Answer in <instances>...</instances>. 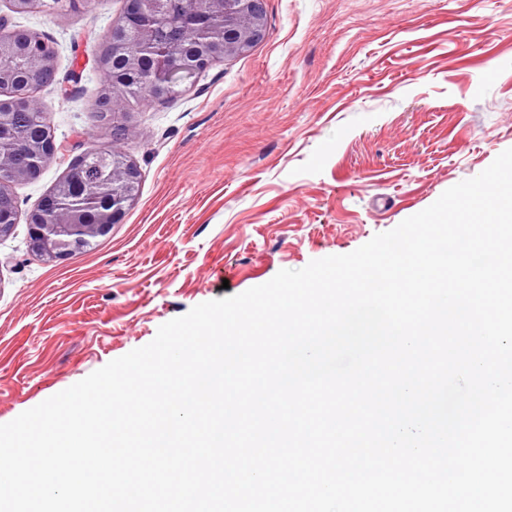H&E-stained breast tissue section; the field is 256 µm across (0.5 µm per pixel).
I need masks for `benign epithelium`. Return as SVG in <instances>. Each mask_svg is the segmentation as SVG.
<instances>
[{"label": "benign epithelium", "mask_w": 512, "mask_h": 512, "mask_svg": "<svg viewBox=\"0 0 512 512\" xmlns=\"http://www.w3.org/2000/svg\"><path fill=\"white\" fill-rule=\"evenodd\" d=\"M187 4L183 23L191 33V43L201 52L195 67L188 68L178 61L177 49L157 34L158 23L167 13L166 0H125L121 17L112 22V54L128 59L134 67L145 62L154 81L163 91L172 92L185 85L196 73L205 70L216 55L226 57L241 54L265 37L261 6L263 0H184ZM135 37L138 52L128 54V39ZM9 52L33 60L34 68L55 65L56 51L50 45L44 53L34 55L25 43L13 38L6 42ZM136 94L135 85L122 71L112 72L113 137L125 135L126 125L119 122L125 116L130 97ZM112 157V212L103 224H76L66 209L57 212L53 224L43 223L42 210L31 212L27 218L31 247L48 259H65L74 248L90 238L106 234L120 222L126 209L135 201L136 171L118 150L88 151L83 160L102 163ZM29 179L24 167L14 163L12 152L0 143V194L9 192L15 182Z\"/></svg>", "instance_id": "7a95c632"}]
</instances>
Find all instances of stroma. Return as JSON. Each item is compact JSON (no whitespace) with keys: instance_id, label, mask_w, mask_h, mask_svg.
Here are the masks:
<instances>
[{"instance_id":"35a3bbf8","label":"stroma","mask_w":512,"mask_h":512,"mask_svg":"<svg viewBox=\"0 0 512 512\" xmlns=\"http://www.w3.org/2000/svg\"><path fill=\"white\" fill-rule=\"evenodd\" d=\"M266 34L177 97L131 105L113 140L95 63L123 0L10 12L54 42L70 93L36 94L68 158L120 147L136 202L89 250L49 261L0 237V424L197 304L350 253L512 148V0H264ZM14 184L31 212L66 170Z\"/></svg>"}]
</instances>
